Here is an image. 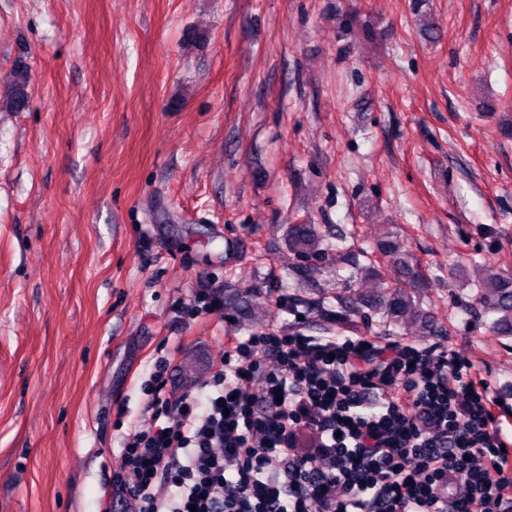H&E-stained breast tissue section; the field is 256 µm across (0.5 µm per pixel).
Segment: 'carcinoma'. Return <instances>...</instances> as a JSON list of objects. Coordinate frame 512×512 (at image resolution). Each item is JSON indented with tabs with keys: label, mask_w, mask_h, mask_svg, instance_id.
<instances>
[{
	"label": "carcinoma",
	"mask_w": 512,
	"mask_h": 512,
	"mask_svg": "<svg viewBox=\"0 0 512 512\" xmlns=\"http://www.w3.org/2000/svg\"><path fill=\"white\" fill-rule=\"evenodd\" d=\"M27 76L14 77L9 105L18 108L25 101ZM288 251L301 258H318L328 253L319 228L314 224H290L286 231ZM348 266L362 272L361 287L349 295L336 296V319L348 312L367 309L379 316L377 329L390 333L414 328L425 336L439 331L431 311L423 308L415 289L425 287L422 270L393 232L377 236L372 251L351 254ZM475 301L484 312L494 315L491 327L500 336H512V277L496 273L478 281Z\"/></svg>",
	"instance_id": "cac0c4a2"
}]
</instances>
